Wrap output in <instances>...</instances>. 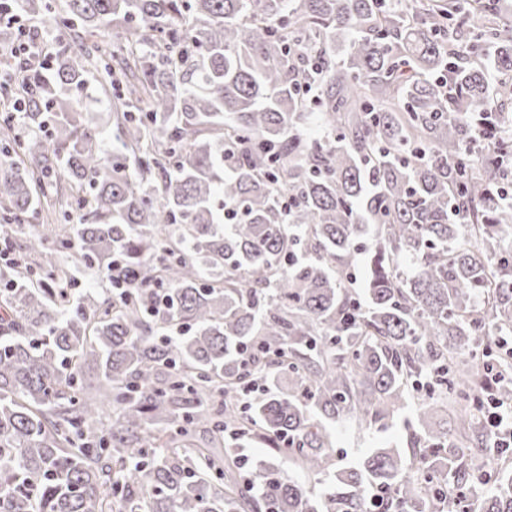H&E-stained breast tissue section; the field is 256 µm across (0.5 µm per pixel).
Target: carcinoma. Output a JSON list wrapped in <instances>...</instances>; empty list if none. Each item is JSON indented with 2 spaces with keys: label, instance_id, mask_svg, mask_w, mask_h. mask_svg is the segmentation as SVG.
<instances>
[{
  "label": "carcinoma",
  "instance_id": "1",
  "mask_svg": "<svg viewBox=\"0 0 512 512\" xmlns=\"http://www.w3.org/2000/svg\"><path fill=\"white\" fill-rule=\"evenodd\" d=\"M24 5L128 29L3 116L0 241L29 245L0 267V512H467L484 484L512 512L482 419L484 368L512 371V0ZM92 66L113 153L70 98ZM70 249L135 287L79 291ZM407 408L413 459L331 468L330 424ZM253 438L320 493L237 479Z\"/></svg>",
  "mask_w": 512,
  "mask_h": 512
}]
</instances>
